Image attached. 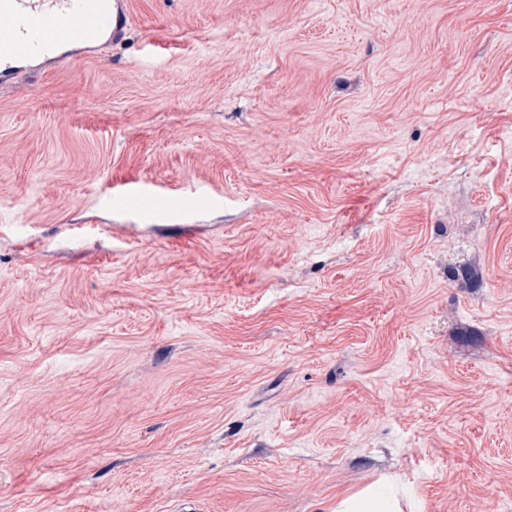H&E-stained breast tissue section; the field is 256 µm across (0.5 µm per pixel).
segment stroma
<instances>
[{
    "instance_id": "stroma-1",
    "label": "stroma",
    "mask_w": 512,
    "mask_h": 512,
    "mask_svg": "<svg viewBox=\"0 0 512 512\" xmlns=\"http://www.w3.org/2000/svg\"><path fill=\"white\" fill-rule=\"evenodd\" d=\"M129 9L0 89V512H512V0ZM334 512H399L393 498H382L367 491L348 496L337 503Z\"/></svg>"
}]
</instances>
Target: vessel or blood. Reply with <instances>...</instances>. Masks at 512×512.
I'll return each mask as SVG.
<instances>
[{
  "instance_id": "vessel-or-blood-1",
  "label": "vessel or blood",
  "mask_w": 512,
  "mask_h": 512,
  "mask_svg": "<svg viewBox=\"0 0 512 512\" xmlns=\"http://www.w3.org/2000/svg\"><path fill=\"white\" fill-rule=\"evenodd\" d=\"M128 0H0V87L122 42Z\"/></svg>"
}]
</instances>
